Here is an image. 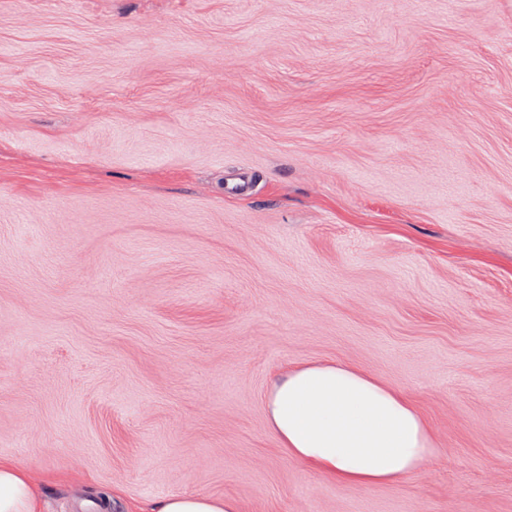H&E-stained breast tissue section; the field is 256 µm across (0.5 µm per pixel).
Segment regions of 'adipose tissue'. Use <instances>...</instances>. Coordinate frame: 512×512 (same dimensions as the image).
<instances>
[{
  "instance_id": "1",
  "label": "adipose tissue",
  "mask_w": 512,
  "mask_h": 512,
  "mask_svg": "<svg viewBox=\"0 0 512 512\" xmlns=\"http://www.w3.org/2000/svg\"><path fill=\"white\" fill-rule=\"evenodd\" d=\"M267 427L289 459L342 485L369 489L417 473L436 455L409 398L374 374L336 363L288 370L267 396ZM0 512H38L23 470L0 463ZM147 512H240L231 498L170 496Z\"/></svg>"
}]
</instances>
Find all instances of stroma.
Returning a JSON list of instances; mask_svg holds the SVG:
<instances>
[{
    "mask_svg": "<svg viewBox=\"0 0 512 512\" xmlns=\"http://www.w3.org/2000/svg\"><path fill=\"white\" fill-rule=\"evenodd\" d=\"M329 361L426 471L288 458ZM0 460L41 512H512V0H0ZM267 427L288 458L364 489L419 472L440 450L409 398L336 363L288 370L267 396ZM145 512H240L231 498H213L193 493L170 496L152 505Z\"/></svg>",
    "mask_w": 512,
    "mask_h": 512,
    "instance_id": "1",
    "label": "stroma"
}]
</instances>
